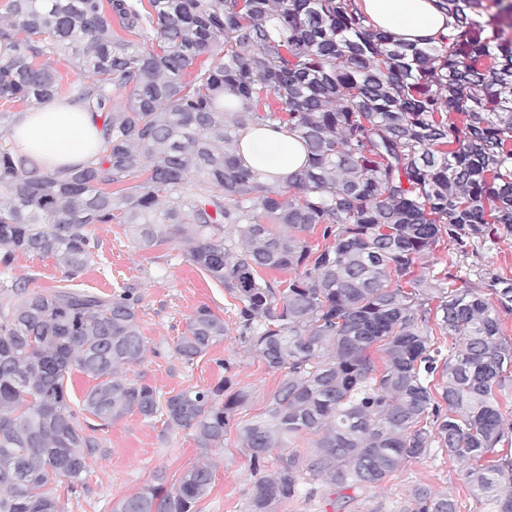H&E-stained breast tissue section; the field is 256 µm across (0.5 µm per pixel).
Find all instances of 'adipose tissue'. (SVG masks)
Masks as SVG:
<instances>
[{
    "label": "adipose tissue",
    "mask_w": 512,
    "mask_h": 512,
    "mask_svg": "<svg viewBox=\"0 0 512 512\" xmlns=\"http://www.w3.org/2000/svg\"><path fill=\"white\" fill-rule=\"evenodd\" d=\"M370 21L404 42L435 39L448 33V20L434 0H363ZM101 121L73 104L54 100L22 113L13 139L21 151L40 154L49 170L62 171L84 164L101 146ZM244 163L276 184L299 170L305 153L286 130L262 127L245 130L240 139Z\"/></svg>",
    "instance_id": "adipose-tissue-1"
}]
</instances>
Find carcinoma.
Instances as JSON below:
<instances>
[{
	"mask_svg": "<svg viewBox=\"0 0 512 512\" xmlns=\"http://www.w3.org/2000/svg\"><path fill=\"white\" fill-rule=\"evenodd\" d=\"M495 2L436 0L453 28L414 44L359 0H6L0 264L48 256L67 284L0 285V512H62L56 483L87 492L96 432L133 412L201 449L235 432L252 464L247 512L301 493L334 506L434 446L468 464L477 501L512 512L497 400L512 390V280L435 271L447 241L463 263L512 236V0ZM62 61L91 81L62 90ZM60 96L103 119L101 150L63 177L11 141L12 108ZM274 124L308 153L277 186L239 157L242 130ZM94 224L141 250L188 232V261L237 301L240 339L279 375L264 413L238 417L249 394L230 376L166 395L118 375L146 352L140 297L74 284ZM227 331L202 306L174 352L192 364ZM74 371L96 380L78 411ZM303 435L310 454L288 451ZM164 483L155 475L117 512H200L214 471ZM410 497L411 512H457L428 487Z\"/></svg>",
	"mask_w": 512,
	"mask_h": 512,
	"instance_id": "cac0c4a2",
	"label": "carcinoma"
}]
</instances>
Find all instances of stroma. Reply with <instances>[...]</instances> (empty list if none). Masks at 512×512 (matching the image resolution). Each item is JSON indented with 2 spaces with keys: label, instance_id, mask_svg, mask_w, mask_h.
<instances>
[{
  "label": "stroma",
  "instance_id": "obj_1",
  "mask_svg": "<svg viewBox=\"0 0 512 512\" xmlns=\"http://www.w3.org/2000/svg\"><path fill=\"white\" fill-rule=\"evenodd\" d=\"M93 235L99 247L79 287L108 295L130 288L141 298L146 357L127 370V377L141 379L162 393L192 386L208 388L223 377L218 366L223 360L231 363L233 379L249 392L241 417L261 414L279 377L268 372L242 343L233 328L231 298L223 286L189 263L186 241L176 239L141 250L113 224L97 225ZM17 278L28 279L31 289L43 291L61 284L63 270L53 258L18 253L9 267L0 266V281ZM201 306L224 318L229 330L206 356L187 364L173 348L189 317ZM202 462L209 463L215 473L211 491L202 502L203 512H246L250 462L238 451L235 434H228L223 447L204 452L196 448L188 432H167L161 421L137 414L112 424L105 434L89 462V493L78 498L64 493L60 502L65 512H113L122 499L151 483L157 472L177 476ZM419 485L451 495L459 512H488L487 505L471 496L462 464L438 448L405 462L384 487L358 491L340 512H403L410 504L411 489Z\"/></svg>",
  "mask_w": 512,
  "mask_h": 512
}]
</instances>
